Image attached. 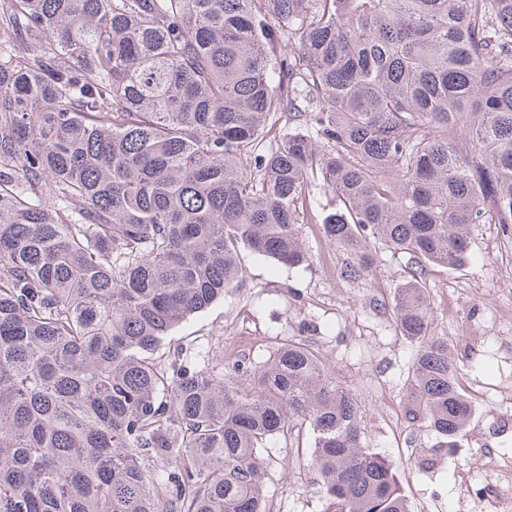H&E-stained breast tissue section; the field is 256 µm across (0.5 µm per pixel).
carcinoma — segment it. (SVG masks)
Instances as JSON below:
<instances>
[{
    "label": "carcinoma",
    "instance_id": "cac0c4a2",
    "mask_svg": "<svg viewBox=\"0 0 512 512\" xmlns=\"http://www.w3.org/2000/svg\"><path fill=\"white\" fill-rule=\"evenodd\" d=\"M301 224L349 277L410 255L406 414L453 451L424 269L512 230V0H0V512H265L262 449L304 430L334 512H410L306 344L174 338L241 249L310 265Z\"/></svg>",
    "mask_w": 512,
    "mask_h": 512
}]
</instances>
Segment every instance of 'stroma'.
<instances>
[{"instance_id": "obj_1", "label": "stroma", "mask_w": 512, "mask_h": 512, "mask_svg": "<svg viewBox=\"0 0 512 512\" xmlns=\"http://www.w3.org/2000/svg\"><path fill=\"white\" fill-rule=\"evenodd\" d=\"M301 234L313 257L306 268L243 252L244 286L177 330L195 340L191 359L210 365L243 355L259 366L278 346L304 342L351 391L364 443L395 462L411 512H492L473 496L497 478L475 457L488 444L512 458V426L492 431L512 415V238L500 225H476L465 269L426 268L434 331L452 341L459 382L473 404L450 453L430 427L405 416L415 346L379 310L406 281L408 254L377 249L368 274L349 280L341 274L347 254L318 225H302ZM263 456L267 512H329L288 438L275 439Z\"/></svg>"}]
</instances>
